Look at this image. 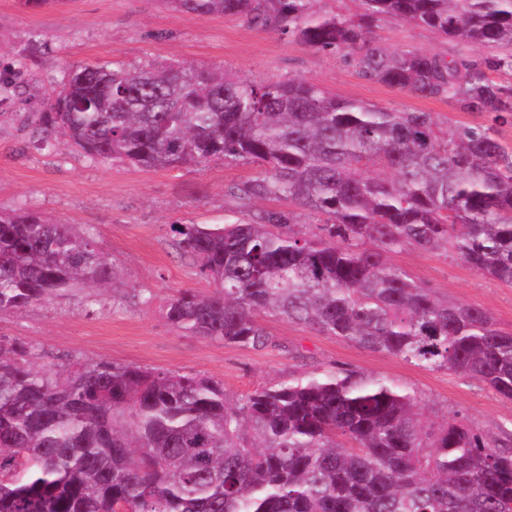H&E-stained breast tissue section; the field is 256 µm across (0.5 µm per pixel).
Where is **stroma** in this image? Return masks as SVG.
Listing matches in <instances>:
<instances>
[{"label": "stroma", "mask_w": 512, "mask_h": 512, "mask_svg": "<svg viewBox=\"0 0 512 512\" xmlns=\"http://www.w3.org/2000/svg\"><path fill=\"white\" fill-rule=\"evenodd\" d=\"M371 39L390 50L409 47L445 58L464 51L430 29L389 16L377 21ZM171 59L220 66L256 82L300 78L340 98L430 112L445 132L459 124L489 123L486 114L462 111L451 101L364 78L342 55L244 17L197 16L167 0H61L35 11L20 0H0V75L15 83L0 101V210L28 209L93 229L101 251L120 271L115 291L104 292L98 304L86 306L84 290H74L0 315V336L32 345L38 367L103 358L199 373L222 381L232 401L291 376L353 370L410 390L426 420L463 416L491 435L511 430L512 401L447 370L424 369L263 314L258 321L273 341L263 350L187 336L166 321L162 307L175 291L211 289L197 262L175 248L171 225L231 223L245 212L287 209V202L239 206L228 189L258 174L250 163L138 171L90 161L60 144L42 148L34 115L44 111L70 65L119 60L135 71ZM387 260L438 298L482 308L512 332V286L453 256L412 245Z\"/></svg>", "instance_id": "1"}]
</instances>
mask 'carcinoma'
<instances>
[{"label": "carcinoma", "mask_w": 512, "mask_h": 512, "mask_svg": "<svg viewBox=\"0 0 512 512\" xmlns=\"http://www.w3.org/2000/svg\"><path fill=\"white\" fill-rule=\"evenodd\" d=\"M353 18L312 0H171L196 15L246 17L336 52L371 80L512 122V0H361ZM390 15L484 50L444 59L390 51L366 34ZM92 161L141 170L254 163L230 187L325 217L311 235L291 211L232 224H172L214 292L176 291V330L262 349L268 313L512 400V333L485 310L439 300L387 263L414 245L444 250L512 286V147L492 128L446 136L430 112L340 99L303 79L260 83L180 61L132 72L71 68L35 117ZM119 271L95 238L31 212H0V313ZM0 337V512H512V432L460 416L435 424L394 382L311 373L229 403L197 373L110 360L36 369Z\"/></svg>", "instance_id": "carcinoma-1"}]
</instances>
